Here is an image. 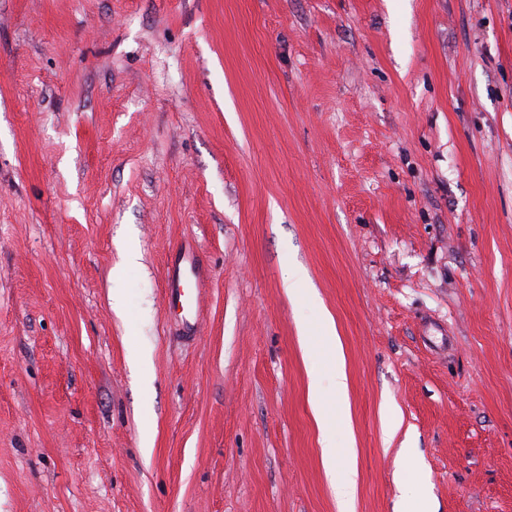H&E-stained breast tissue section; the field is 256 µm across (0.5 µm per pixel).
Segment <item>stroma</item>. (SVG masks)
<instances>
[{
  "label": "stroma",
  "instance_id": "stroma-1",
  "mask_svg": "<svg viewBox=\"0 0 512 512\" xmlns=\"http://www.w3.org/2000/svg\"><path fill=\"white\" fill-rule=\"evenodd\" d=\"M327 431L512 512V0H0V512H340ZM202 282L194 250L190 243L185 242L167 267L165 291L169 304L180 306L188 318L197 317L193 299L199 294ZM326 331L329 349L333 356V367L327 373L313 372L309 382L310 400L318 411L321 410L323 404L325 384L333 390L337 397L345 394L348 387V378L341 359L340 344L336 342V329L332 321L330 324L327 323Z\"/></svg>",
  "mask_w": 512,
  "mask_h": 512
}]
</instances>
